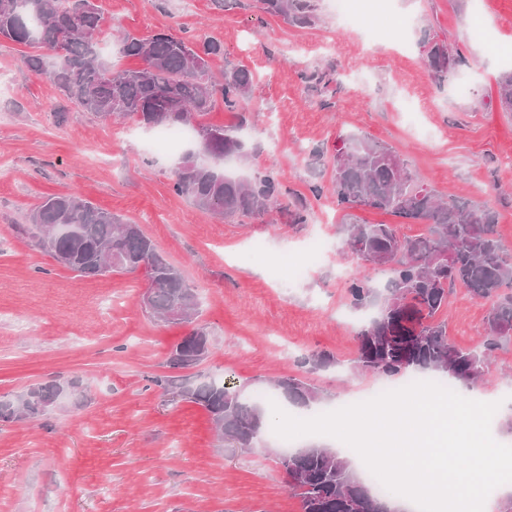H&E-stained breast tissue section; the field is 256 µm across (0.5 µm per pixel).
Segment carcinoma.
<instances>
[{"label":"carcinoma","instance_id":"cac0c4a2","mask_svg":"<svg viewBox=\"0 0 512 512\" xmlns=\"http://www.w3.org/2000/svg\"><path fill=\"white\" fill-rule=\"evenodd\" d=\"M271 15L305 27L317 19V0H262ZM0 37L55 52L25 57L27 67L46 74L65 97L86 112L105 119L133 117L150 128L191 126L195 150L218 162L239 158L243 146L234 131L205 125L215 96L230 111L243 109L253 84L244 68L213 79L209 58L222 52L214 40L192 43L161 31L147 38L121 36L122 53L143 61L137 70H116L104 58L101 16L95 0H0ZM427 66L441 83L458 70L462 56L443 41L430 43ZM501 107L512 112V71L498 81ZM342 166L334 167L332 191L342 209H372L428 225L427 234L406 237L393 224H341L343 248L357 259L387 267L391 276L381 286L355 278L348 286L351 307L367 314L357 333L354 369L395 378L427 373L459 387L478 384L490 366L491 352L512 340V255L496 236V215L487 206L444 202L418 183L405 160L392 148L353 135L340 148ZM172 191L187 196L203 212L232 217L263 216L279 202L282 187L272 172L250 179L228 175L217 166L197 162L186 153L178 162ZM22 232L47 249L62 266L81 276L143 269L150 282V315L169 323H191L199 314L195 289L172 266L136 224H123L111 212L77 195L46 198ZM462 284L470 298L489 305L487 334L478 346L464 349L448 337L440 319L448 296ZM209 336L200 325L172 349L174 370L193 366L204 356ZM314 369L336 364L325 351L305 358ZM76 380H51L27 390L18 405L0 400V419L18 421L49 413L48 401L60 393L79 391ZM278 398L311 408L321 391L288 376L275 383ZM204 407L212 423L224 422V442L249 450L269 434L266 406L258 396L243 397L226 383H204L184 390ZM289 487L300 498L301 512H390L395 494L368 483L349 456L309 439L279 455Z\"/></svg>","mask_w":512,"mask_h":512}]
</instances>
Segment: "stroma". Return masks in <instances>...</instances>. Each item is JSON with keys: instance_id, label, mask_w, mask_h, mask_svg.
<instances>
[{"instance_id": "stroma-1", "label": "stroma", "mask_w": 512, "mask_h": 512, "mask_svg": "<svg viewBox=\"0 0 512 512\" xmlns=\"http://www.w3.org/2000/svg\"><path fill=\"white\" fill-rule=\"evenodd\" d=\"M105 57L128 32L159 31L223 46L210 68H244L254 85L243 110L216 103L208 125L237 130L242 177L274 172L283 195L266 216L204 215L171 190L180 156L151 149L152 131L132 118L105 121L68 102L47 75L23 62L30 46L0 38V398L53 378L82 383L77 403L34 420L0 421V512H300L269 440L243 451L215 434L208 412L168 374L173 345L194 324L152 318L143 270L81 277L60 266L21 228L50 195L75 194L139 225L199 298L196 324L210 348L190 382L230 383L242 395L294 375L321 390L318 412L371 395L394 380L352 369L359 316L347 288L381 282L388 269L342 250L344 212L331 183L343 139L385 142L442 198L490 207L512 251V112L497 92L512 69V0H357L358 25L318 0L309 27L268 14L261 0H95ZM407 22L404 41L380 31L385 13ZM447 42L465 62L437 82L424 45ZM467 95H457L459 79ZM322 186L313 195V186ZM309 213L292 223L295 201ZM488 308L456 286L449 337L460 347L486 333ZM326 351L337 365L303 360ZM512 387V342L491 356L476 390L499 400Z\"/></svg>"}]
</instances>
